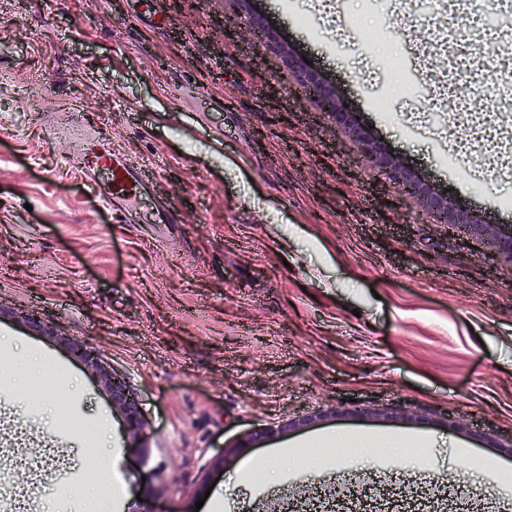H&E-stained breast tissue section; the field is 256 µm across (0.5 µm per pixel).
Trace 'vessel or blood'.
<instances>
[{"label":"vessel or blood","mask_w":512,"mask_h":512,"mask_svg":"<svg viewBox=\"0 0 512 512\" xmlns=\"http://www.w3.org/2000/svg\"><path fill=\"white\" fill-rule=\"evenodd\" d=\"M74 172L92 196L109 206L114 223H127L128 210L144 199L152 200L159 223L179 221L178 207L159 194L153 175L134 165L108 137L83 142Z\"/></svg>","instance_id":"1"}]
</instances>
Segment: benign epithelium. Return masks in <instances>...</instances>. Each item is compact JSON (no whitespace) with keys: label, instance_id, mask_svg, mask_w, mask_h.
Returning a JSON list of instances; mask_svg holds the SVG:
<instances>
[{"label":"benign epithelium","instance_id":"7a95c632","mask_svg":"<svg viewBox=\"0 0 512 512\" xmlns=\"http://www.w3.org/2000/svg\"><path fill=\"white\" fill-rule=\"evenodd\" d=\"M267 39H269L276 56L288 66L301 72L305 90L320 101L322 107L334 117L336 123L342 126L352 125V113L342 107L336 96L335 88L318 72L307 68L287 46L279 42L275 34H269ZM354 132L362 151L371 159L374 168L385 173L396 188L423 197L424 208L427 212L439 216L444 223L461 229L472 238L490 240L496 254L512 258L511 232L508 234L499 232L493 225L479 222L466 211L450 209L448 200L411 179L410 173L389 154L383 152L362 128L356 126ZM69 349L73 358L95 368L98 367L95 351L85 343L73 341L69 343ZM101 377L111 396L112 405L120 409L130 427L134 429L140 427L139 410L125 383L106 373L101 374Z\"/></svg>","mask_w":512,"mask_h":512}]
</instances>
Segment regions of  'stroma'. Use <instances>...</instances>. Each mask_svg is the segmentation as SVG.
<instances>
[{"label": "stroma", "mask_w": 512, "mask_h": 512, "mask_svg": "<svg viewBox=\"0 0 512 512\" xmlns=\"http://www.w3.org/2000/svg\"><path fill=\"white\" fill-rule=\"evenodd\" d=\"M253 0L359 123L454 206L512 230V175L485 184L491 153L459 159L420 96L448 101L446 52L380 31L382 0ZM159 178L176 224H116L73 179L57 135L71 101ZM37 313L47 329L22 320ZM95 348L144 424L129 431L61 337ZM51 379L37 405L25 394ZM0 476L55 441L66 478L31 512H312L336 496L392 495L438 512L432 486L467 469L501 512L512 503V259L427 213L370 167L308 95L239 0H0ZM404 439L400 452L352 435ZM234 456L225 449L241 441ZM282 450V474L265 458ZM121 481L90 500L89 464Z\"/></svg>", "instance_id": "stroma-1"}]
</instances>
